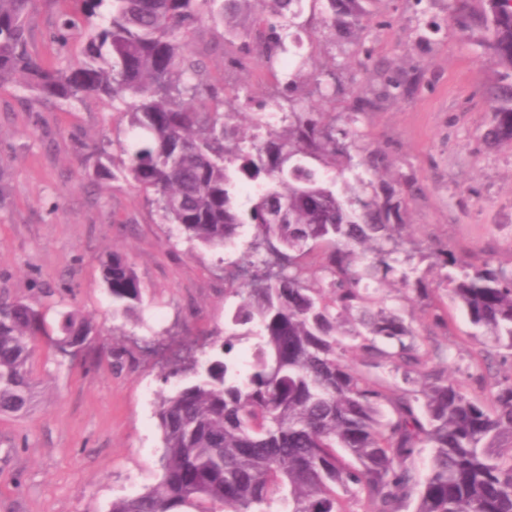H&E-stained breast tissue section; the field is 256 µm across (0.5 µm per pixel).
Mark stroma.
I'll return each mask as SVG.
<instances>
[{
	"label": "stroma",
	"mask_w": 512,
	"mask_h": 512,
	"mask_svg": "<svg viewBox=\"0 0 512 512\" xmlns=\"http://www.w3.org/2000/svg\"><path fill=\"white\" fill-rule=\"evenodd\" d=\"M450 0H368L359 43L317 29L302 53L308 66L336 72V95L313 83L299 91L309 106L344 111L353 93L375 84L363 49L394 68L418 70L408 97L387 102L358 124L360 144L389 155L396 174L413 178L407 234L418 252L438 244L465 257L512 264V147L491 148L483 88L491 71L481 46L455 29ZM60 0H35L31 53L65 66L80 57L76 38L54 41ZM438 35L428 36L431 23ZM223 32L188 41L217 84L250 85L238 122L249 127L272 93L270 79L211 51ZM127 141L126 122L95 98L60 104L15 84L0 85V299L39 310L54 329L73 310L100 330L74 357L41 346L29 369L36 384L28 412L0 414V512H109L114 499L152 486L163 452L154 417L161 375L171 358L200 349L223 331L237 300L224 294V264L251 239L217 254L161 223L124 178L96 186L86 157L102 139ZM127 255L143 287L141 325L112 316L102 262Z\"/></svg>",
	"instance_id": "obj_1"
}]
</instances>
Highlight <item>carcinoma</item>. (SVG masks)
Returning <instances> with one entry per match:
<instances>
[{"label": "carcinoma", "mask_w": 512, "mask_h": 512, "mask_svg": "<svg viewBox=\"0 0 512 512\" xmlns=\"http://www.w3.org/2000/svg\"><path fill=\"white\" fill-rule=\"evenodd\" d=\"M57 37L79 30L83 58L53 67L29 51L33 0H0V84L17 82L46 100L97 97L127 119L117 144L121 173L162 223L211 251L253 229L224 269V294L239 299L235 330L202 358L174 361L155 417L159 480L112 501L109 512H512V374L491 373V351L512 355V266L473 262L446 247L428 257L440 285L476 329L464 390L452 358L402 313L382 306L380 285L398 280L427 300L428 328L451 334L439 288L403 253V195L386 154L357 145L360 118L418 86L416 71L379 63L380 89L352 96L344 112L295 96L302 70L283 65L320 9V24L347 40L365 27L362 0H62ZM452 19L476 38L493 77L483 140L512 145V5L455 0ZM240 39L242 67L266 68L279 92L269 105L281 126L249 135L231 119L204 62L186 41L200 29ZM111 154L93 158L113 176ZM246 191L250 205L240 203ZM112 314L136 316L142 285L128 258L102 262ZM42 315L0 302V414L29 409L28 363ZM89 319L60 313L56 336L83 345ZM252 341L240 358L236 345ZM429 449L425 473L417 457Z\"/></svg>", "instance_id": "1"}]
</instances>
